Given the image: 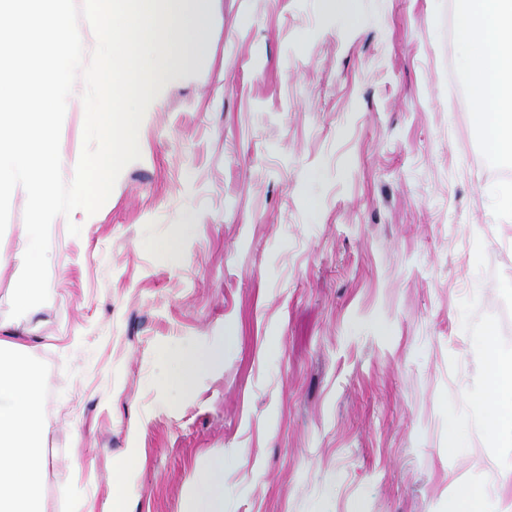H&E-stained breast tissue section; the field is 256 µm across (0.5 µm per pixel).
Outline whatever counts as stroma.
I'll return each mask as SVG.
<instances>
[{
  "mask_svg": "<svg viewBox=\"0 0 512 512\" xmlns=\"http://www.w3.org/2000/svg\"><path fill=\"white\" fill-rule=\"evenodd\" d=\"M189 7L207 37L143 119L140 159L94 218L52 221L49 299L16 319L26 197L11 195L0 323L46 398L45 512L104 502L129 464L127 512H181L219 459L224 512H445L461 481L512 512L484 476L512 468V444L470 404L491 358L512 359L508 161L470 100L452 103L456 0ZM190 348L208 368L164 389ZM77 459L95 482L72 479Z\"/></svg>",
  "mask_w": 512,
  "mask_h": 512,
  "instance_id": "obj_1",
  "label": "stroma"
}]
</instances>
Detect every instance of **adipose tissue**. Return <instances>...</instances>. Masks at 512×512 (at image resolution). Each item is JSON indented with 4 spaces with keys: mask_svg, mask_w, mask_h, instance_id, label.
Wrapping results in <instances>:
<instances>
[{
    "mask_svg": "<svg viewBox=\"0 0 512 512\" xmlns=\"http://www.w3.org/2000/svg\"><path fill=\"white\" fill-rule=\"evenodd\" d=\"M459 66L468 77L470 121L496 155L512 157V0H460L455 18ZM23 348L0 338V512H43L45 399ZM490 390L475 399L486 430L512 443V363L489 367ZM183 512H224V465L198 471Z\"/></svg>",
    "mask_w": 512,
    "mask_h": 512,
    "instance_id": "ef3b65f1",
    "label": "adipose tissue"
}]
</instances>
